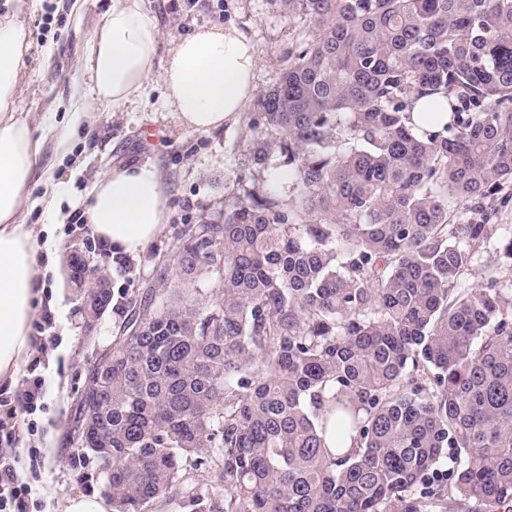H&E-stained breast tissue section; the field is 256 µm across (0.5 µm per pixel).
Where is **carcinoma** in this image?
<instances>
[{
  "label": "carcinoma",
  "mask_w": 512,
  "mask_h": 512,
  "mask_svg": "<svg viewBox=\"0 0 512 512\" xmlns=\"http://www.w3.org/2000/svg\"><path fill=\"white\" fill-rule=\"evenodd\" d=\"M277 2L299 41L247 147L288 202L257 176L183 225L70 432L112 512H512V294L458 287L512 207V0ZM262 176L267 191L283 202H288V168L281 166L279 160L273 158Z\"/></svg>",
  "instance_id": "1"
}]
</instances>
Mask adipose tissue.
<instances>
[{
	"mask_svg": "<svg viewBox=\"0 0 512 512\" xmlns=\"http://www.w3.org/2000/svg\"><path fill=\"white\" fill-rule=\"evenodd\" d=\"M28 33L15 17L0 20V386H14L33 353L34 305L48 289L32 231L23 222L30 186L40 172L42 142L18 106L26 71ZM258 54L249 38L204 25L161 51L144 0H112L94 26L85 54L91 97L74 112L101 105L118 111L137 100L159 75L166 108L189 132L208 134L243 112L254 93ZM167 199L152 165L105 175L86 220L117 254H136L163 230Z\"/></svg>",
	"mask_w": 512,
	"mask_h": 512,
	"instance_id": "1",
	"label": "adipose tissue"
}]
</instances>
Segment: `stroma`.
I'll return each mask as SVG.
<instances>
[{"label":"stroma","instance_id":"35a3bbf8","mask_svg":"<svg viewBox=\"0 0 512 512\" xmlns=\"http://www.w3.org/2000/svg\"><path fill=\"white\" fill-rule=\"evenodd\" d=\"M112 0H0V15L15 14L29 32L28 73L19 86V106L43 134L42 155L53 186H33L26 207L36 246L47 236L62 238L64 253L53 257L65 267L66 251L82 248L112 276V304L96 323L94 341L81 342L83 319L76 291L59 277L35 318L34 352L22 365L13 388H0V426L12 434L13 464L31 490L30 512H55L67 495L99 494L103 487L94 461L74 458L67 421L84 386L85 370L122 316L126 299L141 292L154 275L152 256L168 250L184 224L215 214L225 198L249 186L252 171L245 148L248 112H241L208 135L187 133L167 112L161 82L152 78L145 94L124 110L97 108L73 114L74 100L89 96L84 68L86 44L98 18ZM155 31L170 44L194 28L233 27L254 43L258 53L255 89L278 80L286 53L298 41L297 27L276 0H148ZM150 164L163 176L168 197L162 233L143 251L119 263L102 247L82 216L104 174L131 165ZM512 234V210L496 221L474 256L463 283L481 282L485 264L498 260L500 286L512 291V261L501 258L500 241ZM48 334H41L43 323ZM44 378V397L33 413L23 409L29 377Z\"/></svg>","mask_w":512,"mask_h":512}]
</instances>
